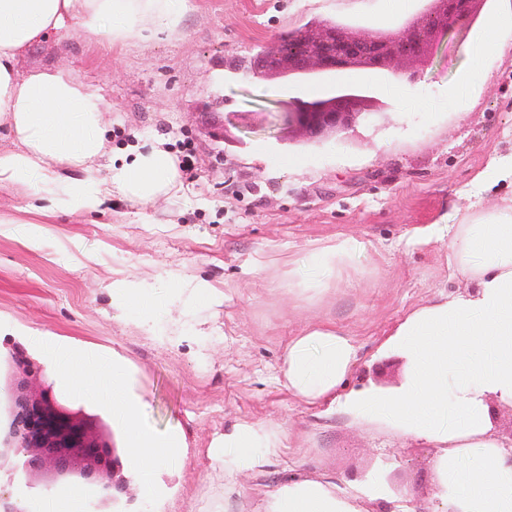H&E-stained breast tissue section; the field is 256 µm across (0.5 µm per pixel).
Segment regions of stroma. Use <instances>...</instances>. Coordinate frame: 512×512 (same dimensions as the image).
<instances>
[{"label": "stroma", "instance_id": "obj_1", "mask_svg": "<svg viewBox=\"0 0 512 512\" xmlns=\"http://www.w3.org/2000/svg\"><path fill=\"white\" fill-rule=\"evenodd\" d=\"M419 8L408 0L388 17L384 0H184L178 33L112 43L75 18L15 57L17 81L59 73L97 98L101 150L80 168L48 161L60 183L103 179L134 146L160 143L175 155L186 143L195 156L153 201L116 192L95 213L50 208L35 177L0 184V344L22 345L47 380L39 346L48 336L123 358L148 423L184 434L189 448L158 473L175 489L165 512H265L269 487L294 474L358 495L364 512H392L404 497L432 512L437 448L353 425L275 375L288 339L312 324L354 343L347 388L400 382L403 361L383 343L459 284L448 245L423 242L421 231L512 209V181L493 178L512 157V49L474 56L483 33L475 26L442 46L413 83L367 70L323 75L320 94L358 86L386 102L389 116L320 146L276 139L277 100L304 97L306 83L238 73L308 22L353 18L394 29ZM476 69L483 79L472 80ZM27 224L42 227L38 246L25 243ZM346 237L364 245L350 283L320 285L310 252ZM291 268L313 289L266 290ZM126 275L232 290L201 311L209 336L162 344L117 318L112 281ZM243 423L270 426L285 448L227 492L208 450Z\"/></svg>", "mask_w": 512, "mask_h": 512}]
</instances>
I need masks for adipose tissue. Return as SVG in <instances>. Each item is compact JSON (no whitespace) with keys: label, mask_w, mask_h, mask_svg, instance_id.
Wrapping results in <instances>:
<instances>
[{"label":"adipose tissue","mask_w":512,"mask_h":512,"mask_svg":"<svg viewBox=\"0 0 512 512\" xmlns=\"http://www.w3.org/2000/svg\"><path fill=\"white\" fill-rule=\"evenodd\" d=\"M0 0V117H7L20 148L0 154V183L40 174L42 193L60 209L96 212L105 202L97 181L87 178L59 185L43 171L54 157L80 168L101 145L98 103L93 94L60 74L40 73L16 83V54L77 17L94 31L101 16L112 26L109 41H132L144 33L179 24L182 0ZM178 176L171 153L161 145L133 151L112 164L108 182L123 195L150 202ZM430 240H448L462 277V290L416 310L385 341L383 348L403 359L404 375L391 388L374 386L342 392L357 351L330 326L307 327L289 341L278 369L293 394L310 403L334 401L360 426L387 424L398 435L434 444L438 483L434 496L441 512H512V452L494 429L491 402L512 406V211L479 215L469 224H436ZM353 239L323 245L309 259L330 280L342 278L363 251ZM190 306L217 302L221 293L204 283L182 288L149 286L130 277L112 282V306L137 324L154 328L176 297ZM40 350L60 385L112 417V432L136 486L139 504L158 505L170 490L157 482V470L186 457L183 435L163 434L145 420L146 404L127 383L119 358L99 359L87 346L47 337ZM108 377L110 388L88 393L84 380ZM281 440L271 428L239 424L211 446L208 456L225 481L245 469H259L279 457ZM479 455L474 469L461 462ZM267 512H360L355 496L333 484L297 479L269 492Z\"/></svg>","instance_id":"adipose-tissue-1"}]
</instances>
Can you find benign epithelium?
Here are the masks:
<instances>
[{
  "instance_id": "benign-epithelium-1",
  "label": "benign epithelium",
  "mask_w": 512,
  "mask_h": 512,
  "mask_svg": "<svg viewBox=\"0 0 512 512\" xmlns=\"http://www.w3.org/2000/svg\"><path fill=\"white\" fill-rule=\"evenodd\" d=\"M485 3L429 0L416 20L386 35L348 21L309 22L261 50L241 74L249 78L367 69L413 82L418 76L413 64L433 58L448 38L468 31L480 15L477 6ZM278 108L282 126L278 141L291 144L302 138L316 143L361 120L375 124L386 117L381 101L349 93L282 101ZM7 349L10 374L7 421L0 427V471L37 473L47 488L53 485L52 478L74 472L79 475L76 484L99 494L98 512H107L122 498L134 501L112 431L104 429L98 416L73 408L56 392L55 383L33 380L24 348L9 344Z\"/></svg>"
}]
</instances>
